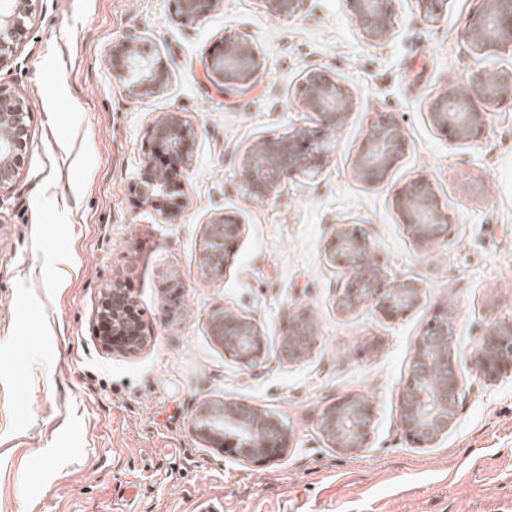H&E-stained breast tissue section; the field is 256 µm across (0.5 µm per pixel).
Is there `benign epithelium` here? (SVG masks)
Masks as SVG:
<instances>
[{
  "label": "benign epithelium",
  "instance_id": "1",
  "mask_svg": "<svg viewBox=\"0 0 512 512\" xmlns=\"http://www.w3.org/2000/svg\"><path fill=\"white\" fill-rule=\"evenodd\" d=\"M30 0H0V58L12 52L14 38L29 10ZM178 16L196 22L218 10L222 0H174ZM267 12L275 17L293 18L302 13L307 0H263ZM361 34L369 44L389 38L393 29L392 0H354ZM464 37L478 52L512 53V0H483V9L469 18ZM113 74L127 78L133 95H153L165 89L169 74L162 63L141 61L130 50L110 55ZM260 66L250 40L238 36L224 40L222 54L212 58L210 69L223 80V91L246 94ZM300 107L322 118V125L335 130L343 126L355 109L352 94L343 91L330 77L307 73ZM512 96V70L494 76L476 77L464 96L444 93L429 106V115L439 129H453V138L462 145L478 140L488 116L501 99ZM24 101L0 91V188L12 183L19 171L28 140ZM195 129L179 112H164L151 123L149 138L166 154L162 167L146 156L140 164L133 191L139 201L155 207L167 219H174L185 206V193L177 170L188 167V144ZM403 135L392 119L371 123L364 133L352 172L367 184L383 183L402 153ZM326 148L312 142L308 129L295 128L278 139L255 140L243 153L240 164L244 186L252 199L270 198L271 191L296 175L316 173L325 160ZM407 232L420 244L431 248L448 237V208L425 181L413 180L395 196ZM244 231L243 223L232 215L214 218L204 236V268L221 269L231 248ZM328 255L339 260L352 287L337 300L344 312H356L373 305L395 316L407 312L421 300L418 283L390 277L366 238L345 224H336ZM133 300L126 289L113 282L103 289L100 319L110 321L111 333L125 337L122 345L128 354L141 351L147 337L141 320L128 315ZM210 329L224 350L245 365L257 363L265 353L263 337L256 324L237 315L215 314ZM310 321L303 312L294 316L283 334L281 351L290 361H302L313 351ZM452 333L448 321H440L423 334L417 345L410 381L402 394L401 428L414 443L424 446L447 435L458 415L460 381L452 360ZM474 363L488 378L512 374V323L494 327L474 353ZM371 409L361 397H347L328 410L321 431L328 442L346 454L365 447L370 436ZM195 432L205 440H224V447L254 462L265 461L284 450L285 429L281 422L262 412L228 402L205 403L197 414Z\"/></svg>",
  "mask_w": 512,
  "mask_h": 512
}]
</instances>
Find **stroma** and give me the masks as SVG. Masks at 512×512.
<instances>
[{
	"label": "stroma",
	"instance_id": "stroma-1",
	"mask_svg": "<svg viewBox=\"0 0 512 512\" xmlns=\"http://www.w3.org/2000/svg\"><path fill=\"white\" fill-rule=\"evenodd\" d=\"M482 0H448L426 19L395 0L394 28L367 43L351 0H308L292 19L261 0H223L180 20L173 0H32L0 88L24 101L28 140L15 181L0 188V512H512V376L473 364L489 329L512 323V98L491 112L474 145L457 144L428 116L431 98L465 92L502 60L463 36ZM247 36L262 67L253 89L224 96L208 69L224 39ZM131 47L170 70L166 88L134 96L112 73ZM324 71L352 93L346 124L323 132L301 111L305 75ZM194 127L177 220L131 193L148 129L163 112ZM391 115L404 152L388 180H356L363 134ZM304 126L327 145L314 176L253 201L240 157L259 138ZM416 179L448 208V240L431 249L407 234L393 205ZM244 233L219 270L201 265L213 217ZM364 234L395 279L422 300L389 317L336 306L348 280L327 256L332 228ZM128 286L147 345L103 348L97 310L112 282ZM305 312L309 358L279 344ZM253 319L266 343L248 367L225 353L209 319ZM447 321L461 378L459 415L425 448L401 429L402 392L429 324ZM365 398L372 433L355 454L321 431L325 411ZM225 401L282 419L285 452L264 463L200 439L201 404Z\"/></svg>",
	"mask_w": 512,
	"mask_h": 512
}]
</instances>
